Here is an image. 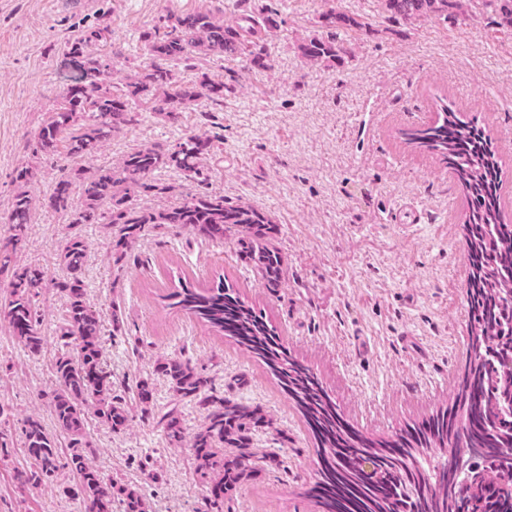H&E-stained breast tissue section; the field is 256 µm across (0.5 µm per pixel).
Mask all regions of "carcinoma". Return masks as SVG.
Segmentation results:
<instances>
[{
  "instance_id": "1",
  "label": "carcinoma",
  "mask_w": 512,
  "mask_h": 512,
  "mask_svg": "<svg viewBox=\"0 0 512 512\" xmlns=\"http://www.w3.org/2000/svg\"><path fill=\"white\" fill-rule=\"evenodd\" d=\"M390 17L412 23L431 18L464 20L473 9H489L499 25L512 28V0H381ZM112 25L103 14L97 27L69 43V54L83 69L78 84L62 94L59 108L46 113L35 135L33 158H53L66 151L73 158L96 153L101 143L123 127L139 121L144 110L176 120L177 114L206 100L224 102V81L207 72L195 84L183 81L175 66L199 67L212 59L240 58L257 69L268 67L265 44L247 39L239 25L224 22L215 10L168 13L143 33L148 65L124 82L108 80L110 57L100 49ZM327 29H367L352 14L331 7L322 14ZM311 64L342 61L348 46L334 38L313 35L298 45ZM411 140L448 156V164L469 198L466 237L471 274L467 285L472 347L476 353L454 405L427 422L404 430L391 440L372 439L354 429L338 412L335 400L309 368L292 358L277 328L259 309L242 300L224 282L208 288L182 285L169 295L179 308L217 332L230 336L261 360L279 381L310 428L316 442L317 474L304 495L321 512H458L460 504L473 512H512V224L500 215V166L496 146L477 121L463 120L443 104L439 120L410 133ZM211 139L189 136L166 148L144 146L128 152L109 168L67 169L50 195L38 200L28 190L35 165L23 162L15 170L16 191L3 217L8 243L0 246V276L8 278L0 300V331L12 336L27 355H41L42 313L38 299L47 288L45 273L23 262L21 245L31 217L43 205L66 222L60 262L63 278L55 287L66 299L56 335L66 351L56 355L51 369L56 389L50 402L54 431L29 417L22 448L27 476L34 484L52 482L68 470L74 485L66 493L93 508L112 512H150L138 485L115 475L104 480L93 460L91 424L123 433L132 414L147 420L154 412L155 386L140 379L136 394H115L112 372L104 365L102 324L86 298L83 274L88 251L82 226L112 225V258L122 261L147 226L163 230L178 225L193 235L222 242L237 235L240 258L267 288L281 285L283 257L271 246L276 225L264 212L229 205L224 196L191 194L179 205L163 209L133 205L134 197L157 191L155 173L173 169L186 178L206 180L204 161ZM79 185L83 204L73 206L72 187ZM153 374L167 380L179 402L204 410V420L189 433L177 407L156 417L155 425L170 448H191L190 465L206 491L203 512H224L245 484L256 480L266 464H278L274 453L258 454L254 436L272 425L262 409L235 397L218 395L203 371L178 356L160 359ZM476 449L470 468L452 465V448L459 440Z\"/></svg>"
}]
</instances>
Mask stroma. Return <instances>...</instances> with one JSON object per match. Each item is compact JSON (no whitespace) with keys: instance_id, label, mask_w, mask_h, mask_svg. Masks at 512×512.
<instances>
[{"instance_id":"stroma-1","label":"stroma","mask_w":512,"mask_h":512,"mask_svg":"<svg viewBox=\"0 0 512 512\" xmlns=\"http://www.w3.org/2000/svg\"><path fill=\"white\" fill-rule=\"evenodd\" d=\"M218 2L228 20L249 11L247 0H0V218L15 191L14 171L29 159L45 113L77 82L67 44L112 15L105 49L112 75L146 63L142 36L161 16L191 13ZM280 22L264 35L268 69L241 60L214 64L228 89L213 111L197 107L170 121L151 112L115 134L85 166L109 167L142 145L168 146L207 135L205 191L256 207L277 226L275 246L286 260L281 287L264 286L237 256L235 237L211 242L177 226L143 236L124 266L112 261V228H84L87 297L110 326L113 310L125 325L104 336L106 363L118 393L134 389L160 356H180L205 369L225 390L260 405L276 422L255 447L277 453L280 466L244 485L226 512H317L300 494L313 482L316 442L266 366L228 336L170 307L181 284L206 288L218 280L261 309L293 357L315 372L343 418L374 438L449 408L474 359L466 287L471 273L465 220L468 199L443 155L412 144L408 132L436 120L440 102L476 119L492 137L502 169L501 211L512 224V32L492 13L466 21L433 18L407 24L383 14L379 0H263ZM367 18L366 30H337L353 55L308 66L297 46L320 33L329 4ZM414 196L426 217L410 230L390 217ZM60 216L37 209L23 250L25 263L48 279L61 275ZM65 297L41 300L44 349L30 358L0 332V427L14 446L0 453V473L23 461V420L48 418L55 389L49 360L57 355L54 325ZM93 447L104 478L121 473L143 483L152 512H200L204 489L189 471V449L167 447L153 423L133 419L126 433L95 428ZM155 464L159 482H145ZM69 473L37 489L0 485V512H85L63 492Z\"/></svg>"}]
</instances>
